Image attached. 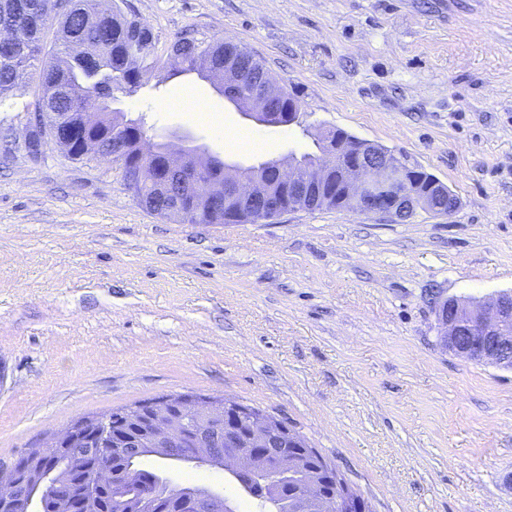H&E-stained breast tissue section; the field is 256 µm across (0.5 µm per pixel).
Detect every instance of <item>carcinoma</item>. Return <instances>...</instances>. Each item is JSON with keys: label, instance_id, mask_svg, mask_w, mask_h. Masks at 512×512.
<instances>
[{"label": "carcinoma", "instance_id": "1", "mask_svg": "<svg viewBox=\"0 0 512 512\" xmlns=\"http://www.w3.org/2000/svg\"><path fill=\"white\" fill-rule=\"evenodd\" d=\"M57 24L52 50L45 51L43 43L46 26ZM10 28L14 33L15 51L0 52V106H13L14 90L25 83L31 71H37L40 94L33 103L25 106V112H44V124L50 126V134L66 138V129L83 130V116L88 111L89 101L95 100L98 127L84 130L83 141L71 144L66 150L73 160L91 161L100 155L112 152V141L121 145V178L125 188L147 204V210L167 216V210L158 195L155 182L129 180L130 174L139 168L141 158L139 144L148 128L144 118L128 119L125 114L112 109L118 94L133 95L147 85L156 66L157 39L150 28L130 12L117 4L106 8L102 0H68V8L62 12L54 9L53 0H0V28ZM231 50L232 56L247 58L253 67L266 76L269 70L244 46L222 38L200 41L182 34L170 47L169 60L172 74L196 71L205 72V64L217 53ZM279 94L278 106L268 119L272 124L291 122L290 112L300 111L295 96L279 83L273 84ZM323 131L313 134L315 150L298 157L303 164L319 160L323 150ZM189 217H181L191 224H237L248 219L235 213L230 206L215 213L201 203H190ZM128 407L109 412L112 418V437L119 440L137 435L134 423L123 419ZM45 464L52 470L57 482L72 480L75 468L59 465L54 449H41ZM102 461L114 470H121L127 463L126 447L112 445L103 449ZM153 484L145 482L141 495L129 501L122 512H157L156 498L152 497ZM116 490L109 489L95 498L91 512H116L113 502ZM247 495L256 499L262 508L273 512L272 504H280L277 484L266 468L250 476V491Z\"/></svg>", "mask_w": 512, "mask_h": 512}]
</instances>
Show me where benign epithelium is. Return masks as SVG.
Returning <instances> with one entry per match:
<instances>
[{"label":"benign epithelium","mask_w":512,"mask_h":512,"mask_svg":"<svg viewBox=\"0 0 512 512\" xmlns=\"http://www.w3.org/2000/svg\"><path fill=\"white\" fill-rule=\"evenodd\" d=\"M223 80L219 85L228 87L247 76V71L229 61L222 65ZM254 92L257 107L250 119L263 116L273 104L274 97L267 93L264 79H259ZM22 132V147L30 156L43 157L50 140L32 138L37 123V112L27 113ZM326 148L320 161L302 167L297 162L288 164L273 160L267 173L278 185L272 192L267 183L255 178H239L224 183V190L214 193L215 198H226L242 214H250L259 221H274L288 212L312 211L329 191L350 205V212L380 214L410 219L423 210L439 217L451 216L457 207L454 195L438 179L420 174L403 157L373 143L350 138L340 129L325 133ZM143 167L139 175H154L149 167L158 155L165 157L161 169V185L174 181L181 187L180 195L189 197L209 193L205 167L187 166L184 161L200 154L197 146L184 139L178 145H159L149 138L142 141ZM288 168H283V165ZM448 197V211L441 212L435 201ZM440 337L448 349L466 359L495 367L512 369V293H502L490 300L460 301L448 298L436 307ZM196 416L206 422L224 424V451L207 447L201 433L189 434L182 417ZM245 421L247 430L241 434L227 424L229 418ZM108 419L89 423L81 418L73 420L48 446L61 455H71L68 442L77 434L103 426ZM145 437L152 455L173 463H191L200 469H222L231 477L252 473L259 457L274 460L280 474L286 478L297 469L299 461L288 446L301 447L300 437L284 423L269 416L237 414L227 402L216 401L199 406L180 396H172L158 404L143 424ZM81 449V475L83 489L71 498V512H79L86 500L112 485L116 474L99 464L98 449ZM51 472L42 467L39 456L28 453L16 458L0 472V512H36L43 493L52 485ZM138 457L131 458L121 472L129 495L140 490L137 481ZM297 512H370L364 498L340 486L333 492L324 491L314 478L295 491ZM179 512H230L224 495L209 488L193 490L178 497Z\"/></svg>","instance_id":"7a95c632"}]
</instances>
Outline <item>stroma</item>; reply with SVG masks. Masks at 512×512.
I'll return each instance as SVG.
<instances>
[{"mask_svg": "<svg viewBox=\"0 0 512 512\" xmlns=\"http://www.w3.org/2000/svg\"><path fill=\"white\" fill-rule=\"evenodd\" d=\"M160 86L120 97L164 141L249 167L339 128L446 184L400 221L339 209L189 224L117 164L0 147V467L73 419L165 395L287 423L372 512H512V370L440 340L437 303L512 291V0H129ZM245 46L303 104L260 125L194 72L182 33ZM143 468L261 512L222 470Z\"/></svg>", "mask_w": 512, "mask_h": 512, "instance_id": "1", "label": "stroma"}]
</instances>
